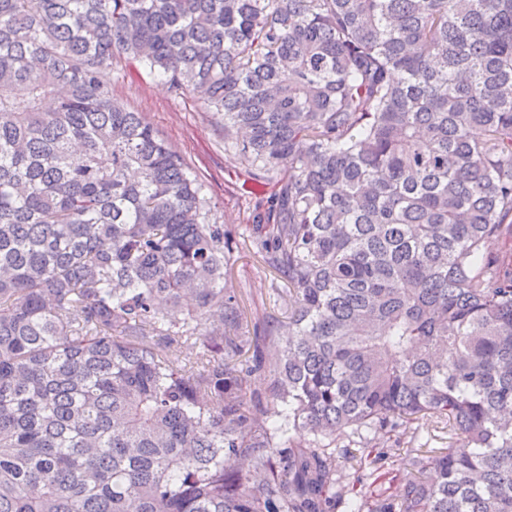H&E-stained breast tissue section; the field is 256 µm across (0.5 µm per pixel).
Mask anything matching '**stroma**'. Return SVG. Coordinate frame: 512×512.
Returning a JSON list of instances; mask_svg holds the SVG:
<instances>
[{"label":"stroma","instance_id":"1","mask_svg":"<svg viewBox=\"0 0 512 512\" xmlns=\"http://www.w3.org/2000/svg\"><path fill=\"white\" fill-rule=\"evenodd\" d=\"M102 79L111 87L113 97L140 113L204 184L212 218L223 225L232 249L229 279L243 311L244 335L271 333L285 339L288 306L276 293L283 281L255 254L251 243L252 226L263 215L266 200L254 191L237 155L225 149L224 129L216 116L191 96L172 92L162 78L137 71L121 58L103 71ZM377 441L386 452L385 466L394 476L387 492L395 498L410 476L405 459L418 449L448 447L450 434L445 425L422 420L378 435ZM361 454L358 438L337 435L336 455L343 482L358 496L375 489L373 469L360 465Z\"/></svg>","mask_w":512,"mask_h":512}]
</instances>
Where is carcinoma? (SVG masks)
Here are the masks:
<instances>
[{
    "mask_svg": "<svg viewBox=\"0 0 512 512\" xmlns=\"http://www.w3.org/2000/svg\"><path fill=\"white\" fill-rule=\"evenodd\" d=\"M121 56L270 188L286 344ZM427 418L353 512H512V0H0V512H336V432ZM376 437L375 441L379 443L377 446L384 448V451L387 452L384 460L385 467L392 472L390 476L396 475L393 482L385 485L388 494L394 499L398 498L403 483L411 476L412 470L406 469V466L403 465L405 459L409 455L413 456V453L414 455L415 453L425 454L415 451L416 449L425 451L431 448H448L452 441L448 426L425 420L409 423L397 432L379 434Z\"/></svg>",
    "mask_w": 512,
    "mask_h": 512,
    "instance_id": "cac0c4a2",
    "label": "carcinoma"
}]
</instances>
